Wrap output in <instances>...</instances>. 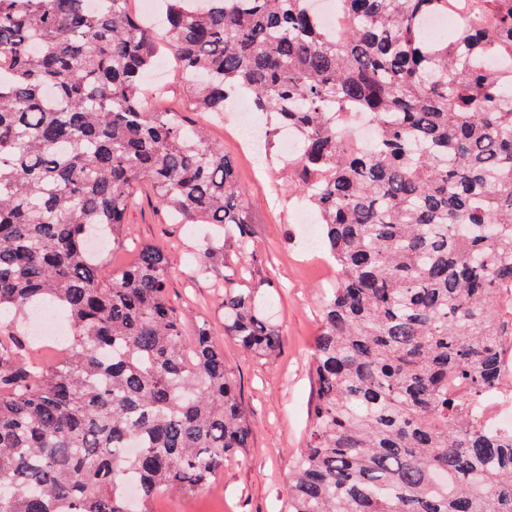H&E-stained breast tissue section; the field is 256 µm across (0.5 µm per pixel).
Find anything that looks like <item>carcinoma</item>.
<instances>
[{"instance_id":"carcinoma-1","label":"carcinoma","mask_w":512,"mask_h":512,"mask_svg":"<svg viewBox=\"0 0 512 512\" xmlns=\"http://www.w3.org/2000/svg\"><path fill=\"white\" fill-rule=\"evenodd\" d=\"M450 1L451 31L425 30ZM341 4L328 29L310 0H164L157 30L128 0H0V512H152L249 447L224 349L207 323L186 335L169 295L168 249L109 273L86 247L93 229L120 244L146 184L249 254L224 145L150 107L162 56L197 111L247 97L267 148L295 131L294 191L336 266L286 512H512V428L486 424V398L512 394V0ZM218 267L224 335L270 356L260 288L213 238L192 273ZM42 306L71 327L50 364L29 353Z\"/></svg>"}]
</instances>
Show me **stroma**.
<instances>
[{
  "label": "stroma",
  "instance_id": "stroma-1",
  "mask_svg": "<svg viewBox=\"0 0 512 512\" xmlns=\"http://www.w3.org/2000/svg\"><path fill=\"white\" fill-rule=\"evenodd\" d=\"M233 118V112H226L223 121L207 124L206 133L223 143L225 153L237 163L251 219L253 254L239 271L246 282L265 281L260 303L282 333L280 349L266 358L242 351L224 335L220 275L188 276L207 238L222 235L219 226L175 223L142 190L127 214L121 245L110 252L112 267L121 268L134 262L141 245H167L172 263L170 294L189 318L211 322L251 423L249 448L225 460L208 489L163 495L154 502V512H284L282 490L309 428L308 411L316 392L310 368L318 333L316 305L321 293L334 285L336 272L323 255L307 253V235L300 222L306 205L287 191V170L294 157L283 156L270 164L255 162L230 134Z\"/></svg>",
  "mask_w": 512,
  "mask_h": 512
}]
</instances>
